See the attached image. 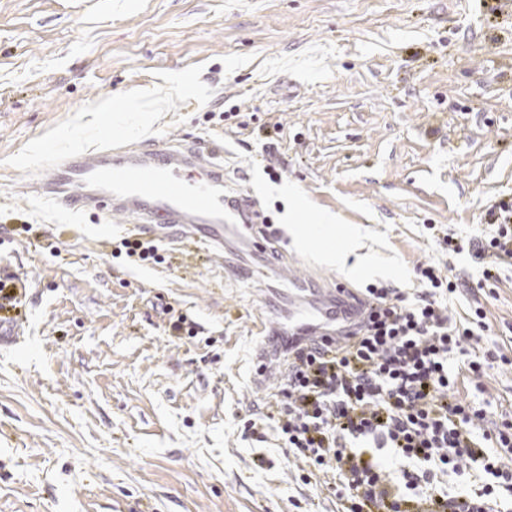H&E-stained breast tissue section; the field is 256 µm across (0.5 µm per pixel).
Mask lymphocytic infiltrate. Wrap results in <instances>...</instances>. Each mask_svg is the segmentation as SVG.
I'll use <instances>...</instances> for the list:
<instances>
[{
  "label": "lymphocytic infiltrate",
  "instance_id": "lymphocytic-infiltrate-1",
  "mask_svg": "<svg viewBox=\"0 0 512 512\" xmlns=\"http://www.w3.org/2000/svg\"><path fill=\"white\" fill-rule=\"evenodd\" d=\"M463 236L430 225L448 254H467L483 281L512 270V203ZM415 292L367 285L377 315L340 351L288 347V372L266 413L245 428L274 431L294 458L327 477L342 512H512V421L478 432L486 402L460 398L461 379L498 360L482 308L453 315L458 285L439 267L416 269ZM457 476L466 490H452Z\"/></svg>",
  "mask_w": 512,
  "mask_h": 512
}]
</instances>
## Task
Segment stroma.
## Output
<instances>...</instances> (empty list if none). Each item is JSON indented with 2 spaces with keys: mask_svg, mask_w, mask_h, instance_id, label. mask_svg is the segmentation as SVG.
<instances>
[{
  "mask_svg": "<svg viewBox=\"0 0 512 512\" xmlns=\"http://www.w3.org/2000/svg\"><path fill=\"white\" fill-rule=\"evenodd\" d=\"M224 145L288 265L343 278L293 227L362 230L358 285H416L431 261L477 283L471 233L512 199V9L499 0H0V275L25 283L0 343V512H337L322 478L244 424L263 285L192 240L170 264L112 258L130 217L17 191L42 151ZM279 145L282 178L265 172ZM30 232H21V225ZM479 301L512 359V272ZM196 324L194 338L169 330ZM466 400L512 415V366Z\"/></svg>",
  "mask_w": 512,
  "mask_h": 512,
  "instance_id": "stroma-1",
  "label": "stroma"
}]
</instances>
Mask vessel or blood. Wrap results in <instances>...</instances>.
I'll list each match as a JSON object with an SVG mask.
<instances>
[{
  "instance_id": "1",
  "label": "vessel or blood",
  "mask_w": 512,
  "mask_h": 512,
  "mask_svg": "<svg viewBox=\"0 0 512 512\" xmlns=\"http://www.w3.org/2000/svg\"><path fill=\"white\" fill-rule=\"evenodd\" d=\"M34 192L82 211L126 214L170 243L204 229L235 277L259 280L280 256L275 235L257 233L268 223L258 200L224 190V159L214 146L145 147L113 140L105 146L54 155L48 176L34 179ZM264 344L255 355V381L276 393L287 365L282 341L312 347L343 343L368 324V304L349 282L323 286L292 277L284 290L269 288L259 309Z\"/></svg>"
}]
</instances>
